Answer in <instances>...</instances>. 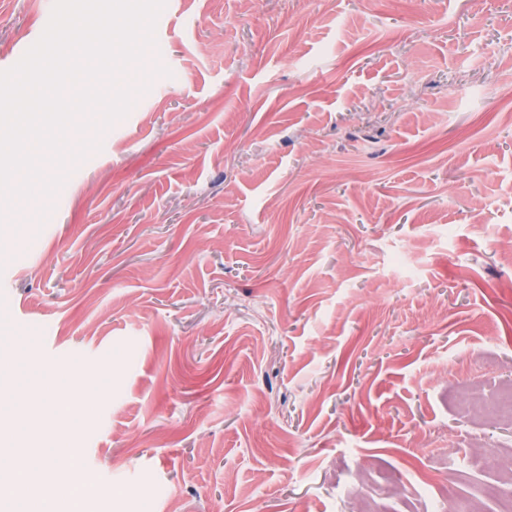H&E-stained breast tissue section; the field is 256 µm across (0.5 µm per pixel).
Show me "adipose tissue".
I'll return each instance as SVG.
<instances>
[{
    "label": "adipose tissue",
    "instance_id": "ef3b65f1",
    "mask_svg": "<svg viewBox=\"0 0 512 512\" xmlns=\"http://www.w3.org/2000/svg\"><path fill=\"white\" fill-rule=\"evenodd\" d=\"M0 470L12 476L11 484L0 494V512H80L96 492L81 471L58 468L49 458L28 469L16 458L1 454Z\"/></svg>",
    "mask_w": 512,
    "mask_h": 512
}]
</instances>
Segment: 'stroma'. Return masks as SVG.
<instances>
[{"mask_svg": "<svg viewBox=\"0 0 512 512\" xmlns=\"http://www.w3.org/2000/svg\"><path fill=\"white\" fill-rule=\"evenodd\" d=\"M166 0L129 114L0 220V364L87 512H512V0ZM44 0H0V65ZM74 403L59 424L44 395Z\"/></svg>", "mask_w": 512, "mask_h": 512, "instance_id": "stroma-1", "label": "stroma"}]
</instances>
